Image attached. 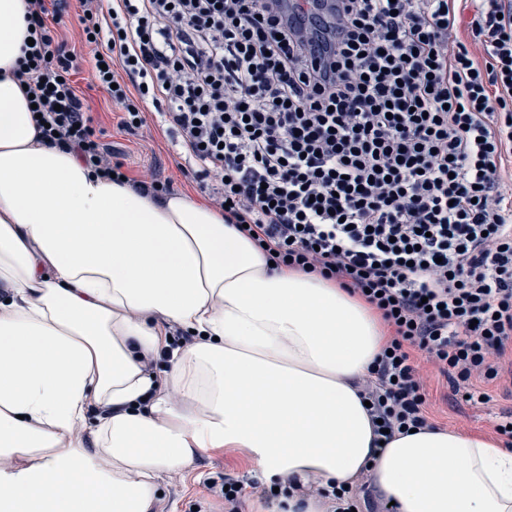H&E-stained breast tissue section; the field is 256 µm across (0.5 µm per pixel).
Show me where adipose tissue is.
I'll use <instances>...</instances> for the list:
<instances>
[{"label": "adipose tissue", "mask_w": 512, "mask_h": 512, "mask_svg": "<svg viewBox=\"0 0 512 512\" xmlns=\"http://www.w3.org/2000/svg\"><path fill=\"white\" fill-rule=\"evenodd\" d=\"M0 0V512H155L165 478L245 450L323 512L368 476L397 512H512V451L421 429L376 445L359 381L388 338L363 301L285 267L191 195L160 199L41 145ZM194 340L170 349L172 326ZM167 357L163 376L148 358Z\"/></svg>", "instance_id": "adipose-tissue-1"}]
</instances>
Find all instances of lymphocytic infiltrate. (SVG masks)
I'll use <instances>...</instances> for the list:
<instances>
[{
	"label": "lymphocytic infiltrate",
	"instance_id": "lymphocytic-infiltrate-1",
	"mask_svg": "<svg viewBox=\"0 0 512 512\" xmlns=\"http://www.w3.org/2000/svg\"><path fill=\"white\" fill-rule=\"evenodd\" d=\"M73 4L120 127L164 128L225 223L379 313L372 419L428 427V366L456 399L492 401L512 365V0H474L469 17L458 0H26L12 74L41 142L120 178L51 30ZM325 497L396 512L365 482Z\"/></svg>",
	"mask_w": 512,
	"mask_h": 512
}]
</instances>
